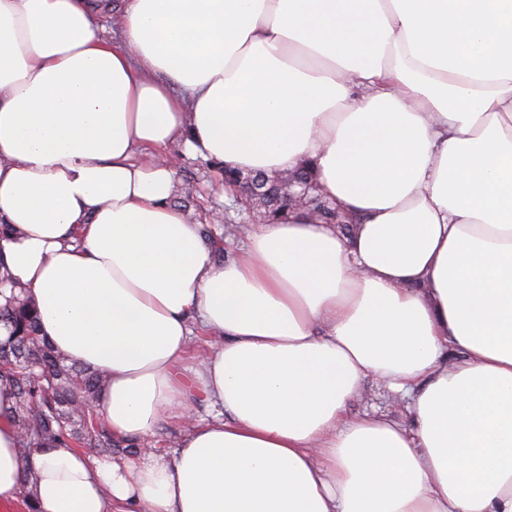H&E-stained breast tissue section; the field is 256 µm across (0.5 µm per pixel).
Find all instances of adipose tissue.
I'll return each mask as SVG.
<instances>
[{"label": "adipose tissue", "instance_id": "1", "mask_svg": "<svg viewBox=\"0 0 512 512\" xmlns=\"http://www.w3.org/2000/svg\"><path fill=\"white\" fill-rule=\"evenodd\" d=\"M178 144L355 222L216 264ZM0 224V304L105 372L113 437L185 424L25 460L0 378V512H512V0H0ZM368 378L411 426L350 413ZM182 423L173 419L163 420L151 438V446L171 450L182 431Z\"/></svg>", "mask_w": 512, "mask_h": 512}]
</instances>
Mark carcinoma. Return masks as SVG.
Here are the masks:
<instances>
[{
  "mask_svg": "<svg viewBox=\"0 0 512 512\" xmlns=\"http://www.w3.org/2000/svg\"><path fill=\"white\" fill-rule=\"evenodd\" d=\"M259 183L253 201L268 220L295 206L284 188L301 182L311 185L302 206L327 224H351L353 220L332 206L313 185L309 173L298 170L285 182L277 175L247 176L224 168V183L234 186L240 178ZM0 324L8 336L0 342V374L8 376L15 388L10 414L18 430V450L25 459L34 452L57 447L87 448L98 456L130 458L140 452L134 440L112 438L103 414L91 415L107 384V376L70 362L40 335L38 316L28 298L11 297L0 306Z\"/></svg>",
  "mask_w": 512,
  "mask_h": 512,
  "instance_id": "1",
  "label": "carcinoma"
}]
</instances>
